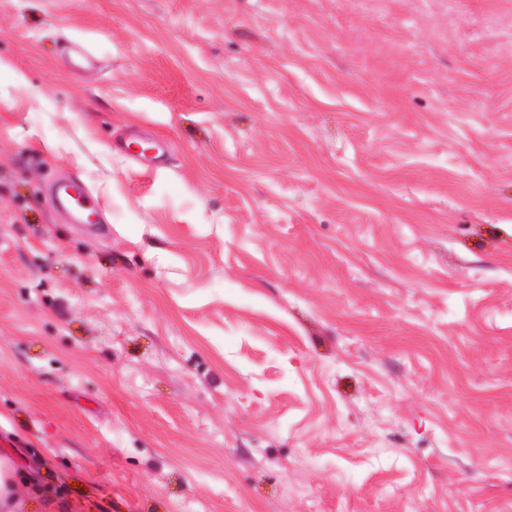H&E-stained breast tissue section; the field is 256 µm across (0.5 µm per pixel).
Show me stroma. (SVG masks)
<instances>
[{"mask_svg":"<svg viewBox=\"0 0 512 512\" xmlns=\"http://www.w3.org/2000/svg\"><path fill=\"white\" fill-rule=\"evenodd\" d=\"M0 60L22 512H512V0H0ZM141 143L149 144L146 149L142 148ZM169 148L168 141L159 139H148L147 141H131L126 144L124 150L133 158L140 161L141 164L155 166L154 162ZM149 152V154H147ZM53 200L57 207L73 210L85 217L88 224H94L93 218L97 215L95 200L91 194L76 181L57 183L54 187Z\"/></svg>","mask_w":512,"mask_h":512,"instance_id":"1","label":"stroma"}]
</instances>
